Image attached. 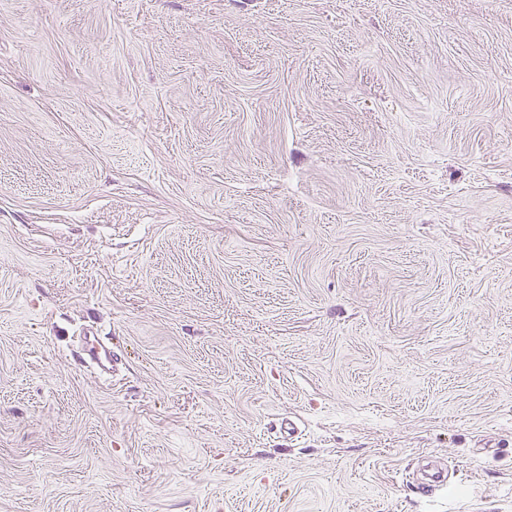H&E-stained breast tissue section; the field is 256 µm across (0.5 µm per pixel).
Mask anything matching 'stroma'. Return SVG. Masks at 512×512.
I'll list each match as a JSON object with an SVG mask.
<instances>
[{
	"label": "stroma",
	"mask_w": 512,
	"mask_h": 512,
	"mask_svg": "<svg viewBox=\"0 0 512 512\" xmlns=\"http://www.w3.org/2000/svg\"><path fill=\"white\" fill-rule=\"evenodd\" d=\"M478 502L512 0H0V512Z\"/></svg>",
	"instance_id": "obj_1"
}]
</instances>
